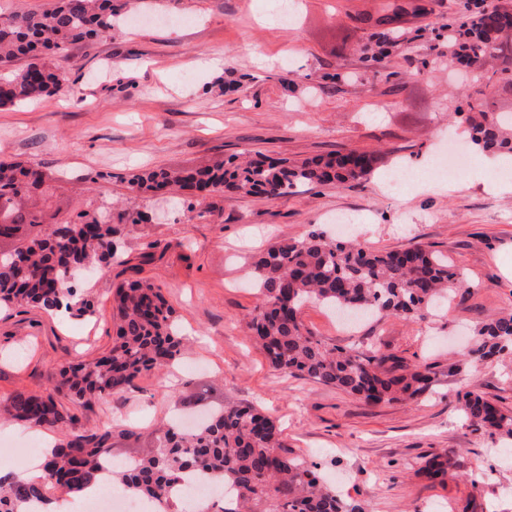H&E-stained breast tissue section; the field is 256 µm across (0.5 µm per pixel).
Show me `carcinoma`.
<instances>
[{
	"mask_svg": "<svg viewBox=\"0 0 512 512\" xmlns=\"http://www.w3.org/2000/svg\"><path fill=\"white\" fill-rule=\"evenodd\" d=\"M456 19L448 48L474 81L512 86V0H453ZM127 0H51L39 12L0 15V107L21 106L61 88L59 70L66 49L112 36ZM430 13L427 0L389 3L377 15L353 20L370 27L362 39L361 59L382 68L390 53L413 41L407 18ZM24 59L25 65L14 68ZM473 147L512 156V113L493 112L487 99L475 98L458 112ZM381 157L375 153L337 152L311 160L236 156L191 170L158 169L130 175L138 196L162 198L178 190L205 197L225 191L285 197L298 186L346 185L368 178ZM43 171L33 164L0 158V217L10 220L9 251H0V307H39L47 312L73 308L74 273L98 262L125 265L117 256V236L141 213L102 209L81 211L62 230L49 224L41 236L27 239L22 227L45 223L35 197ZM259 295L250 327L272 368L355 395L370 404L413 399L432 389V364L388 368L389 356L375 346L344 351L308 331L299 317L308 302L332 311L375 316L425 318L448 305L461 291L463 273L448 257L422 245L404 250H375L361 243L329 240L312 231L298 240L272 244L252 264ZM112 349L90 362L62 366L50 387L36 393L18 390L0 403V417L22 426L60 431L36 478L0 477V512H29L51 501L58 490L74 497L102 481L101 469L112 457V431L81 424L76 410L125 392L142 374H162L182 351L175 311L161 286L147 279L124 280L112 289ZM468 356L482 360L512 354V312L484 324ZM67 398L66 407L59 398ZM466 420L475 429L512 439V411L474 392L462 396ZM151 451L133 458L135 466L112 471V483L131 495L171 508L174 485L186 475L218 477L222 489L236 490L220 512H360L305 460L287 449L274 421L252 405L216 408L193 429L171 422L154 430ZM454 466L448 452L434 455L422 468L431 482L442 481Z\"/></svg>",
	"mask_w": 512,
	"mask_h": 512,
	"instance_id": "1",
	"label": "carcinoma"
}]
</instances>
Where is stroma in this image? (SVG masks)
<instances>
[{"label": "stroma", "instance_id": "stroma-1", "mask_svg": "<svg viewBox=\"0 0 512 512\" xmlns=\"http://www.w3.org/2000/svg\"><path fill=\"white\" fill-rule=\"evenodd\" d=\"M278 0H131L133 23L110 39L72 46L63 89L23 107L0 108V156L38 164L48 191L46 222L112 206L150 212L118 242L131 261L74 283L89 312L73 317L24 307L0 312V401L41 392L62 364L87 362L112 347V287L127 277L163 288L190 340L164 376L146 373L128 391L79 410L89 427L112 431L117 458L144 455L151 426L201 405L252 403L279 426L289 450L316 464L362 512H512V463L505 440L473 430L458 396L484 395L512 409V356L473 363L470 335L512 310V192L487 188L481 153L454 122L473 80L448 61L446 44L411 43L388 67H367L351 49L361 37L350 16L377 13L385 0H295L291 23ZM219 58L218 69L204 62ZM243 86L225 93V71ZM350 74L338 82L334 73ZM456 137L468 163L446 189L390 191L387 176L433 164L443 139ZM384 153L369 178L345 186L302 187L288 196L178 192V205L133 196L128 178L154 168H198L243 151L313 158L336 151ZM107 174L94 184L88 173ZM354 220L373 249L421 243L447 255L470 284L444 311L423 319L387 316L346 331L336 314L309 303L300 319L339 348L378 342L413 365L436 363L431 394L369 404L339 389L273 370L247 326L257 294L250 266L271 244L316 231L332 237L329 215ZM152 260H143L148 242ZM459 364L448 373L449 364ZM57 432L0 425V468L24 472L18 448ZM455 454V478L431 483L421 469L435 453Z\"/></svg>", "mask_w": 512, "mask_h": 512}]
</instances>
